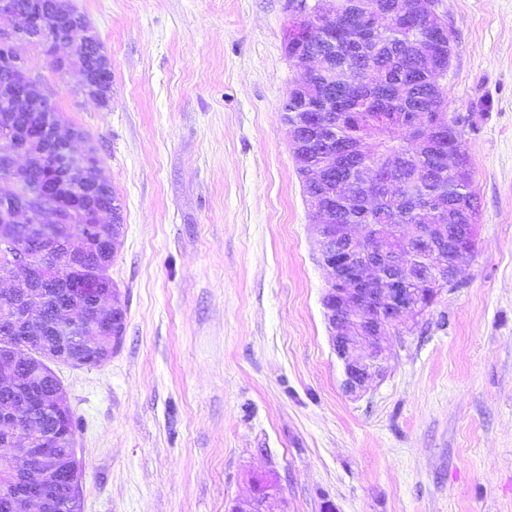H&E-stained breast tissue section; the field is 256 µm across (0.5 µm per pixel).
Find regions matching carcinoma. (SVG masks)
Returning <instances> with one entry per match:
<instances>
[{
    "mask_svg": "<svg viewBox=\"0 0 512 512\" xmlns=\"http://www.w3.org/2000/svg\"><path fill=\"white\" fill-rule=\"evenodd\" d=\"M336 19H324V26L334 37L335 49L328 50L322 43L300 44L285 42V53L293 62L305 56H329L343 63L341 79L333 81V72L326 69L312 78L310 91L281 104L284 122L290 124L300 112H313L319 106L322 94L331 83L350 87L346 95L336 94L330 113L336 115L332 125L334 140L352 141L364 131L370 130L380 120L385 124L378 129L373 156L380 162L385 176L372 190L371 207L363 208L366 192L353 184L348 196L336 213L338 224H384L407 226L414 229L428 224H441L443 220L425 207L424 198L444 191L448 193L450 223L456 225L458 233L466 237H477L480 217L477 194L473 188L472 169L456 179L448 174L435 156L420 153L411 145V140L398 139L403 129L402 118L419 105L427 104L432 111L448 116V125L456 130L458 147L468 155L463 142L460 118L448 114L445 90L435 84L436 72L449 68L454 53L455 33L447 32L444 42L431 49L434 36L442 30V19L416 0L419 7L412 9V19H396L388 24H379L369 29L360 44L351 46L345 42L341 26L345 13L356 10L373 14L384 9L392 0H333ZM87 166L83 178L93 182L102 172L101 158L95 146L85 147ZM51 156L38 150L33 152L26 168V184L53 178ZM393 178L402 183H411L416 193L402 194ZM118 202L110 182L98 187L95 204L108 209L97 224L84 223L83 206L70 207L67 224H41L32 226V221L4 224L0 222V275L10 274L6 255L23 251L27 257L54 266L44 279L42 291L30 300L31 311L45 322L55 321L59 328L70 334L93 316L85 300L64 288L68 281H90L103 287H114L109 269L121 243L122 212L110 213L112 203ZM29 287L17 285L11 291L0 292V314L13 305V300L22 299ZM125 326L113 317L105 321L104 330L96 344L87 348H68L66 363L74 367L96 365L109 359V353L119 348ZM13 354L20 365L27 368L30 382L45 391L51 398L61 383L50 367L52 361L42 354L26 348L19 339L11 340L0 335V355ZM45 429L58 436L55 447L62 453L70 452L76 423L72 410H66L64 420L49 413L41 418ZM11 437L0 432V471L11 469L13 454Z\"/></svg>",
    "mask_w": 512,
    "mask_h": 512,
    "instance_id": "obj_1",
    "label": "carcinoma"
}]
</instances>
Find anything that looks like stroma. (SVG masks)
Returning <instances> with one entry per match:
<instances>
[{"label": "stroma", "instance_id": "stroma-1", "mask_svg": "<svg viewBox=\"0 0 512 512\" xmlns=\"http://www.w3.org/2000/svg\"><path fill=\"white\" fill-rule=\"evenodd\" d=\"M112 60L105 107L22 46L122 204L107 361L54 365L76 417L82 512H512V0H439L441 79L480 203L476 249L385 372L343 389L280 104L288 0H71ZM255 491L252 496L246 499L235 500L230 506L228 512H257L256 503L260 499L263 501V506L260 510L265 511L267 501L278 494V487L274 483H268L266 477H257L254 481ZM262 488L261 495L258 489Z\"/></svg>", "mask_w": 512, "mask_h": 512}]
</instances>
